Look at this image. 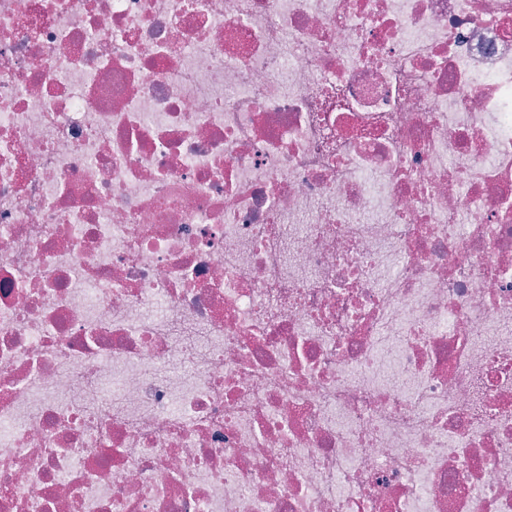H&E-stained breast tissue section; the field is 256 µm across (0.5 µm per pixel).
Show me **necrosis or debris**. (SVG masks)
<instances>
[{"label": "necrosis or debris", "mask_w": 512, "mask_h": 512, "mask_svg": "<svg viewBox=\"0 0 512 512\" xmlns=\"http://www.w3.org/2000/svg\"><path fill=\"white\" fill-rule=\"evenodd\" d=\"M0 512H512V0H0Z\"/></svg>", "instance_id": "4bbe7bcc"}]
</instances>
